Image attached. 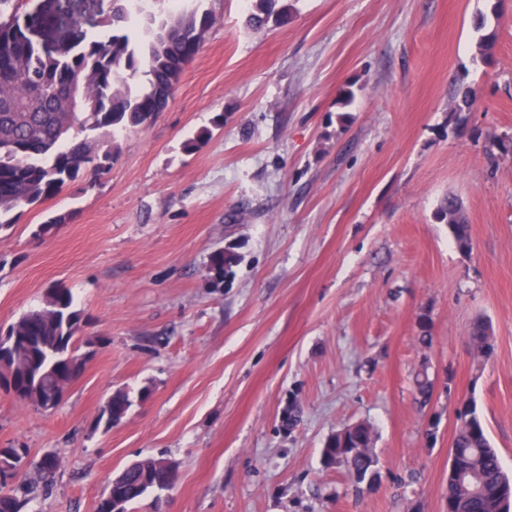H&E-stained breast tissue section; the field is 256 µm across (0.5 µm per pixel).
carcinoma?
I'll list each match as a JSON object with an SVG mask.
<instances>
[{
  "instance_id": "1",
  "label": "carcinoma",
  "mask_w": 512,
  "mask_h": 512,
  "mask_svg": "<svg viewBox=\"0 0 512 512\" xmlns=\"http://www.w3.org/2000/svg\"><path fill=\"white\" fill-rule=\"evenodd\" d=\"M163 0H108L95 22L69 20L67 39L58 44L44 35L57 23L52 13H20L13 0H0V231L13 227L19 209L59 193L79 175L102 174L116 156L113 142L103 153L93 149L87 131L112 128V135L150 126L164 111L187 69L199 53L214 15L159 8ZM249 17L257 32L288 24L291 14L281 0H252ZM84 85L88 112L78 117L67 106L69 89ZM436 219L448 225L457 247L471 249V233L462 203L449 196ZM66 220L56 215L38 225L37 237L53 235ZM85 321L71 289L54 286L42 304L0 328V351L16 352L23 368L13 383L0 389L28 397L27 405L44 412L55 409L80 373L75 353ZM488 322L479 319L469 331L472 363L481 367L495 351ZM416 401L431 403L434 383L427 368L414 377ZM132 405L118 391L108 399L98 423L110 429ZM374 429L361 422L332 434L321 449L326 469H342L354 481L375 480ZM151 471L124 469L111 482L96 512H112V496H121L122 512L150 490H165L175 481L165 458L149 460ZM11 474L0 480V512H22L37 493V484L17 478L33 467L45 484L57 468L29 460L27 448H0V465ZM506 476L498 450L489 440L473 399L455 407L446 497L453 512H512Z\"/></svg>"
}]
</instances>
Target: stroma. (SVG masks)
I'll use <instances>...</instances> for the list:
<instances>
[{"mask_svg":"<svg viewBox=\"0 0 512 512\" xmlns=\"http://www.w3.org/2000/svg\"><path fill=\"white\" fill-rule=\"evenodd\" d=\"M288 2V25L257 33L248 0H202L215 23L167 109L118 136L109 172L0 232V325L63 285L83 338L104 339L52 411L0 390V448L60 462L27 512H96L117 474L161 457L174 488L129 512H446L464 396L512 473V153L491 144L512 137V0ZM464 85L478 99L460 111ZM449 195L470 224L466 254L435 217ZM61 214L54 235L34 236ZM220 250L237 261L217 288ZM479 317L495 353L478 374L467 336ZM119 390L135 400L103 430ZM358 422L376 430L380 473L359 488L320 461ZM414 389L417 403L421 408H426L431 403L434 383L425 366H422L415 374Z\"/></svg>","mask_w":512,"mask_h":512,"instance_id":"stroma-1","label":"stroma"}]
</instances>
